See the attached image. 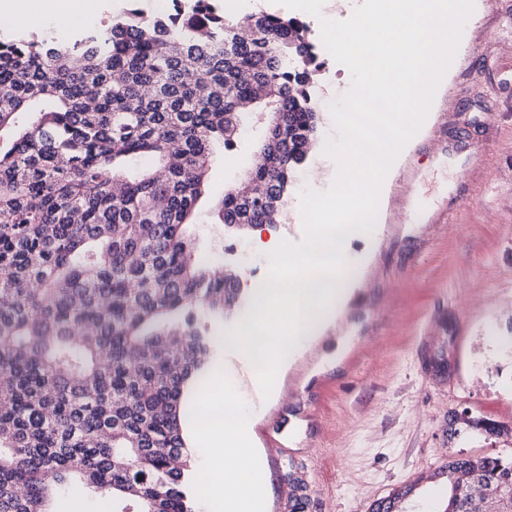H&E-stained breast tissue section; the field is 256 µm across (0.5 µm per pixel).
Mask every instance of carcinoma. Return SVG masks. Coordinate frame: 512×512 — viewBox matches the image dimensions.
<instances>
[{
    "instance_id": "cac0c4a2",
    "label": "carcinoma",
    "mask_w": 512,
    "mask_h": 512,
    "mask_svg": "<svg viewBox=\"0 0 512 512\" xmlns=\"http://www.w3.org/2000/svg\"><path fill=\"white\" fill-rule=\"evenodd\" d=\"M305 26L214 0L0 39V512L69 488L194 512L195 421L238 277L182 226L248 112H277L227 226L275 223L313 143ZM445 512H512V457L450 456ZM479 488V495L470 492Z\"/></svg>"
}]
</instances>
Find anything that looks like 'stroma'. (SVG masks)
Returning a JSON list of instances; mask_svg holds the SVG:
<instances>
[{
  "label": "stroma",
  "instance_id": "obj_1",
  "mask_svg": "<svg viewBox=\"0 0 512 512\" xmlns=\"http://www.w3.org/2000/svg\"><path fill=\"white\" fill-rule=\"evenodd\" d=\"M322 67L308 91L318 112L307 166L324 163L333 131L329 104L348 91L350 70L300 10ZM266 116L248 114L234 149L216 152L209 193L187 232L196 248L233 270L242 307L268 274L254 233L300 241L297 173L280 223L260 231L221 224L225 192L255 168ZM358 263L345 301L263 396L249 367L225 365L235 393L251 401L247 435L266 473L264 512H284L292 478L307 485L301 512H361L451 455L512 453V0H473L455 62L429 117L407 143L382 191L374 232L350 239ZM501 426L490 435L464 418ZM203 481L196 512H224L210 468L211 439L191 438Z\"/></svg>",
  "mask_w": 512,
  "mask_h": 512
}]
</instances>
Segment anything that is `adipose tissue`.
<instances>
[{
    "label": "adipose tissue",
    "instance_id": "adipose-tissue-1",
    "mask_svg": "<svg viewBox=\"0 0 512 512\" xmlns=\"http://www.w3.org/2000/svg\"><path fill=\"white\" fill-rule=\"evenodd\" d=\"M103 0H0V18L30 33L40 32L43 20H53L61 28L78 25L85 16L97 12ZM254 419L253 408L225 401L224 415L211 425L195 421L197 435L219 434L212 454L216 473L224 483V512H263L265 477L255 463L254 453L245 443L247 428Z\"/></svg>",
    "mask_w": 512,
    "mask_h": 512
}]
</instances>
